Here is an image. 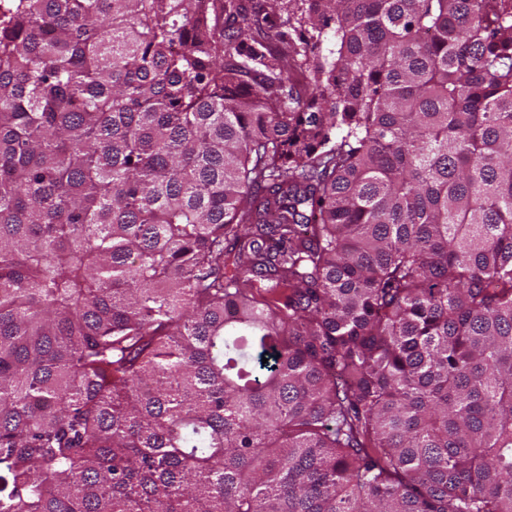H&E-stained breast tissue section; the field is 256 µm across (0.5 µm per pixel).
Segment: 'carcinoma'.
<instances>
[{"mask_svg": "<svg viewBox=\"0 0 512 512\" xmlns=\"http://www.w3.org/2000/svg\"><path fill=\"white\" fill-rule=\"evenodd\" d=\"M0 512H512V0H0Z\"/></svg>", "mask_w": 512, "mask_h": 512, "instance_id": "cac0c4a2", "label": "carcinoma"}]
</instances>
